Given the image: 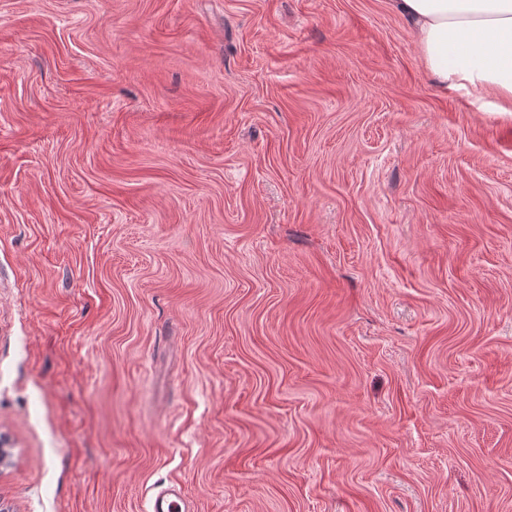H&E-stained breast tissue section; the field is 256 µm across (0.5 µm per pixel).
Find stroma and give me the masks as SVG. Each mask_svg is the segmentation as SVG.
<instances>
[{"label":"stroma","instance_id":"stroma-1","mask_svg":"<svg viewBox=\"0 0 512 512\" xmlns=\"http://www.w3.org/2000/svg\"><path fill=\"white\" fill-rule=\"evenodd\" d=\"M391 0H0L11 512H512V119ZM151 512H191V509L182 487L173 485L162 489L152 498Z\"/></svg>","mask_w":512,"mask_h":512}]
</instances>
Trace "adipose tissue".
<instances>
[{
	"label": "adipose tissue",
	"instance_id": "adipose-tissue-1",
	"mask_svg": "<svg viewBox=\"0 0 512 512\" xmlns=\"http://www.w3.org/2000/svg\"><path fill=\"white\" fill-rule=\"evenodd\" d=\"M443 90L491 92L512 116V0H393Z\"/></svg>",
	"mask_w": 512,
	"mask_h": 512
}]
</instances>
